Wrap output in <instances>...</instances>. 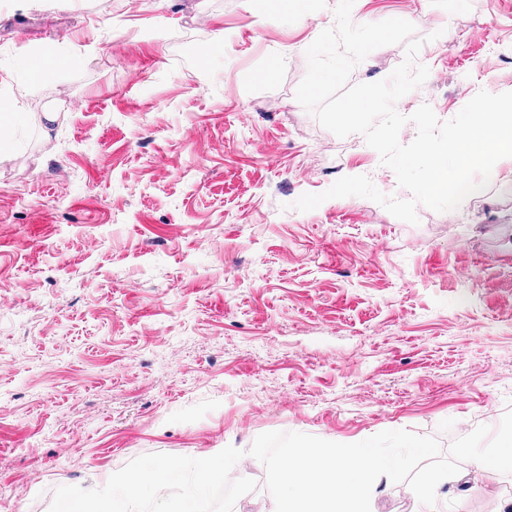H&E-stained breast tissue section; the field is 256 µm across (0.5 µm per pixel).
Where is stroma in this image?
I'll return each mask as SVG.
<instances>
[{
	"mask_svg": "<svg viewBox=\"0 0 512 512\" xmlns=\"http://www.w3.org/2000/svg\"><path fill=\"white\" fill-rule=\"evenodd\" d=\"M337 0H0V512H49L136 457L212 456L265 432L441 446L512 403V157L418 224L362 197L364 137L296 100ZM412 22L425 83L397 104L452 119L512 92V0H355ZM45 54L56 69L20 72ZM400 45L351 83L386 78ZM512 475L463 462L438 512H505Z\"/></svg>",
	"mask_w": 512,
	"mask_h": 512,
	"instance_id": "obj_1",
	"label": "stroma"
}]
</instances>
